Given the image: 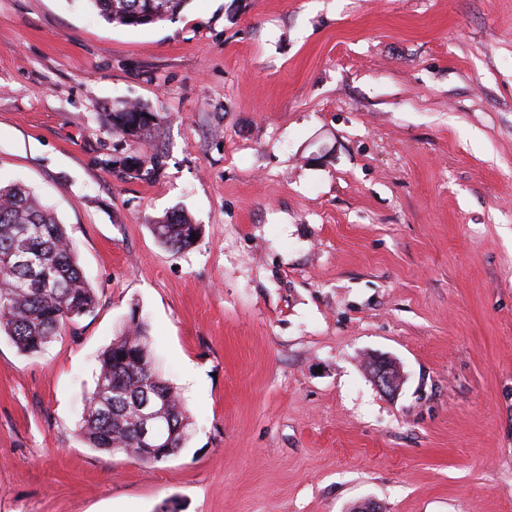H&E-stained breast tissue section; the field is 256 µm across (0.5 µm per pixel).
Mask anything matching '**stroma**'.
Returning a JSON list of instances; mask_svg holds the SVG:
<instances>
[{"label":"stroma","instance_id":"stroma-1","mask_svg":"<svg viewBox=\"0 0 512 512\" xmlns=\"http://www.w3.org/2000/svg\"><path fill=\"white\" fill-rule=\"evenodd\" d=\"M126 102L161 117L138 149L104 122ZM13 182L97 305L35 356L0 336V512H512V0H190L139 27L0 0ZM175 209L201 227L178 252L151 231ZM134 310L195 420L158 464L78 436ZM127 160L133 162V164L128 167L129 170H134L138 178L144 180L155 178L160 170L159 162L156 158L148 157L139 152L128 156ZM365 367L376 387L385 395L394 398L402 388L404 378L399 365L390 357H370Z\"/></svg>","mask_w":512,"mask_h":512}]
</instances>
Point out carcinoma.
Segmentation results:
<instances>
[{"label": "carcinoma", "mask_w": 512, "mask_h": 512, "mask_svg": "<svg viewBox=\"0 0 512 512\" xmlns=\"http://www.w3.org/2000/svg\"><path fill=\"white\" fill-rule=\"evenodd\" d=\"M105 21L146 26L180 14L190 0H87ZM159 115L125 105L105 115L112 133L141 143L156 131ZM129 169L144 180L157 176L158 160L134 153ZM158 241L180 251L194 243L199 225L174 210L152 224ZM96 296L78 261L65 225L28 189L0 185V335L24 355L42 352L66 326L90 314ZM155 396L164 420L173 423L167 446L148 464L163 462L184 447L192 414L156 369L143 321L129 322L98 356L95 387L87 399L80 435L91 448L137 457L142 423L139 404Z\"/></svg>", "instance_id": "1"}]
</instances>
